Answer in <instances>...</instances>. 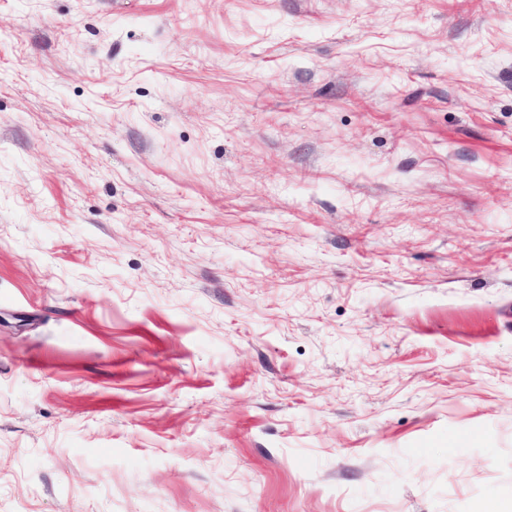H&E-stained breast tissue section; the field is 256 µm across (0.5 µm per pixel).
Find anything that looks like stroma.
Here are the masks:
<instances>
[{"label": "stroma", "mask_w": 512, "mask_h": 512, "mask_svg": "<svg viewBox=\"0 0 512 512\" xmlns=\"http://www.w3.org/2000/svg\"><path fill=\"white\" fill-rule=\"evenodd\" d=\"M0 512H512V0H0Z\"/></svg>", "instance_id": "1"}]
</instances>
